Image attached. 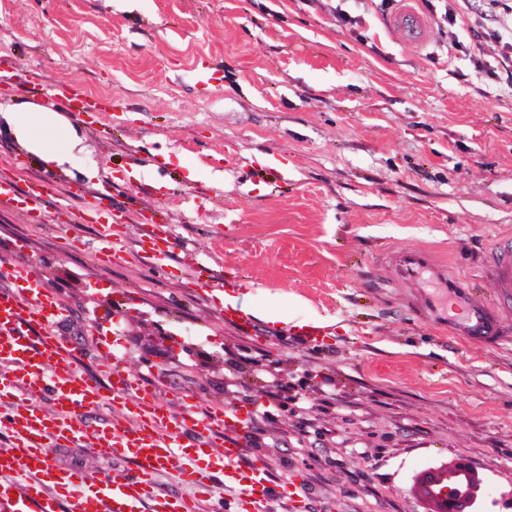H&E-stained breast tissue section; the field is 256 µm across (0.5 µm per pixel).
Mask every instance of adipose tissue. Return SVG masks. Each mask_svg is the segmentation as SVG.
Here are the masks:
<instances>
[{
  "label": "adipose tissue",
  "mask_w": 512,
  "mask_h": 512,
  "mask_svg": "<svg viewBox=\"0 0 512 512\" xmlns=\"http://www.w3.org/2000/svg\"><path fill=\"white\" fill-rule=\"evenodd\" d=\"M10 121L28 150L49 163L63 165L80 144L78 138L64 136L67 122L48 109L22 106L11 113Z\"/></svg>",
  "instance_id": "adipose-tissue-1"
}]
</instances>
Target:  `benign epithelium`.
<instances>
[{"label": "benign epithelium", "instance_id": "benign-epithelium-1", "mask_svg": "<svg viewBox=\"0 0 512 512\" xmlns=\"http://www.w3.org/2000/svg\"><path fill=\"white\" fill-rule=\"evenodd\" d=\"M420 486L425 512H471L482 489V478L470 463L456 461L424 474Z\"/></svg>", "mask_w": 512, "mask_h": 512}]
</instances>
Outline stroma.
Here are the masks:
<instances>
[{"label": "stroma", "mask_w": 512, "mask_h": 512, "mask_svg": "<svg viewBox=\"0 0 512 512\" xmlns=\"http://www.w3.org/2000/svg\"><path fill=\"white\" fill-rule=\"evenodd\" d=\"M360 19L342 25L337 10ZM373 0H0V58L45 86L110 100L100 124L71 121L82 144L63 165L29 152L0 105V177L26 188L54 175L47 224L0 208V261L36 264L66 307L59 337L104 374L101 342L158 403L199 411L266 400L274 362L301 410L239 433L245 459L291 477L311 512H424L417 479L460 459L483 478L477 512H512V344L451 336L384 284L377 253L427 246L453 275L496 298L484 255L512 238V96L451 49L398 41ZM157 186L181 246L163 277L135 255L105 268L95 224H56L59 192L96 170L111 181L130 152ZM288 165L279 175L257 158ZM237 279L253 329L225 323L197 291V267ZM295 323L279 320L282 301ZM320 327L306 345L300 322ZM52 463L128 469L85 448Z\"/></svg>", "instance_id": "35a3bbf8"}]
</instances>
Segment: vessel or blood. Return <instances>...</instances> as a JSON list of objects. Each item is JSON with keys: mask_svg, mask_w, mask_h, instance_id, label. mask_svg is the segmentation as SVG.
<instances>
[{"mask_svg": "<svg viewBox=\"0 0 512 512\" xmlns=\"http://www.w3.org/2000/svg\"><path fill=\"white\" fill-rule=\"evenodd\" d=\"M386 25L406 43L430 38L427 20L409 7L391 14ZM48 106L79 122L102 110L63 83L50 91ZM52 187L43 176L22 192L2 179L0 208L42 217L40 202ZM91 198L79 221L103 228L96 253L102 265L132 250L142 262L171 273L178 242L169 224L142 216L143 233L131 248L117 232L120 218L137 212V193L118 206L107 184ZM382 263L389 281L409 288L412 308L432 324L470 342L512 340L503 323L504 310L512 307V243L498 244L485 260L498 290L494 305L477 300L468 279L449 277L447 264L428 249L392 250ZM64 312L37 266L0 264V435L10 442L0 449V512H266L272 490L288 493L287 484L272 483L263 465L243 460L237 434L249 427L250 414L233 407L200 413L189 402L172 412L119 363L104 380L82 371L76 349L54 331ZM104 407L111 408V420L90 424L89 415ZM80 443L95 455L131 460L135 474L92 477L51 464L50 449ZM161 474L193 486L195 498L168 493L157 481Z\"/></svg>", "mask_w": 512, "mask_h": 512, "instance_id": "obj_1", "label": "vessel or blood"}]
</instances>
